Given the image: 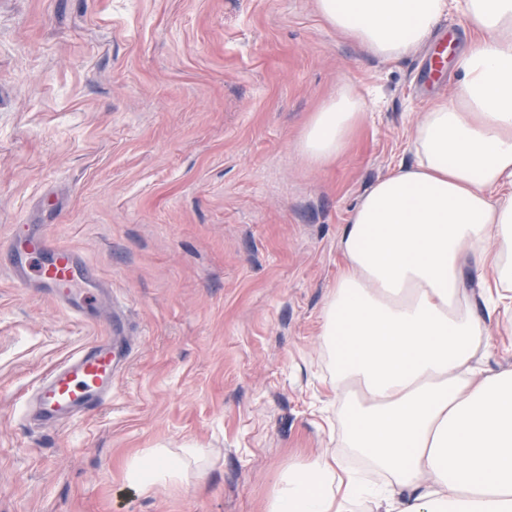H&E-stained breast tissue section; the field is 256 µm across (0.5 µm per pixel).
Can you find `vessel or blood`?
I'll return each mask as SVG.
<instances>
[{
  "mask_svg": "<svg viewBox=\"0 0 512 512\" xmlns=\"http://www.w3.org/2000/svg\"><path fill=\"white\" fill-rule=\"evenodd\" d=\"M10 270L20 285H32L58 301L74 303L81 292L105 284L70 248L47 235L27 234L8 245ZM123 336L93 341L59 364L36 391L32 414L41 426L70 420L109 401L118 375L116 355L128 352Z\"/></svg>",
  "mask_w": 512,
  "mask_h": 512,
  "instance_id": "vessel-or-blood-1",
  "label": "vessel or blood"
}]
</instances>
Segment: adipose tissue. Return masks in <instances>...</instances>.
<instances>
[{
	"label": "adipose tissue",
	"instance_id": "adipose-tissue-1",
	"mask_svg": "<svg viewBox=\"0 0 512 512\" xmlns=\"http://www.w3.org/2000/svg\"><path fill=\"white\" fill-rule=\"evenodd\" d=\"M365 56L415 55L449 10L465 20L451 94L431 98L414 159L372 182L338 240L321 310L342 443L385 475L362 479L319 451L278 476L264 512H512V370L480 366L485 324L512 309V0H314ZM369 104L345 86L312 112L299 152L323 167ZM477 281L470 291L469 281ZM207 451L155 448L126 473L138 490L205 473Z\"/></svg>",
	"mask_w": 512,
	"mask_h": 512
}]
</instances>
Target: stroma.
Here are the masks:
<instances>
[{
    "mask_svg": "<svg viewBox=\"0 0 512 512\" xmlns=\"http://www.w3.org/2000/svg\"><path fill=\"white\" fill-rule=\"evenodd\" d=\"M430 55L368 59L313 0H0V245L46 233L112 288L78 311L0 257V512H262L298 454L346 457L321 308L358 197L453 88ZM347 84L366 120L314 166L299 134ZM118 322L111 400L31 423L42 379ZM483 362L512 369V316ZM186 444L212 449L204 479L128 484L135 456Z\"/></svg>",
    "mask_w": 512,
    "mask_h": 512,
    "instance_id": "obj_1",
    "label": "stroma"
}]
</instances>
